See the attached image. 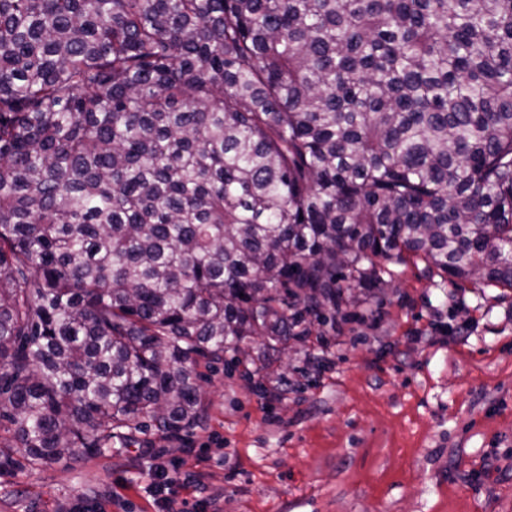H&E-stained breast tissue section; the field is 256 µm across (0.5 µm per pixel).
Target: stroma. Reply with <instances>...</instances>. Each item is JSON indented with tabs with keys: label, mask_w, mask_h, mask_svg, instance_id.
Returning a JSON list of instances; mask_svg holds the SVG:
<instances>
[{
	"label": "stroma",
	"mask_w": 512,
	"mask_h": 512,
	"mask_svg": "<svg viewBox=\"0 0 512 512\" xmlns=\"http://www.w3.org/2000/svg\"><path fill=\"white\" fill-rule=\"evenodd\" d=\"M347 319L285 350L242 340L199 361L190 432L135 429L111 455L0 472V512H159L150 468L188 512H512V289L452 285L376 258Z\"/></svg>",
	"instance_id": "35a3bbf8"
}]
</instances>
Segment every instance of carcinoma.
Instances as JSON below:
<instances>
[{"mask_svg": "<svg viewBox=\"0 0 512 512\" xmlns=\"http://www.w3.org/2000/svg\"><path fill=\"white\" fill-rule=\"evenodd\" d=\"M512 289V0H0V422L32 469L200 419L198 360L373 258Z\"/></svg>", "mask_w": 512, "mask_h": 512, "instance_id": "cac0c4a2", "label": "carcinoma"}]
</instances>
